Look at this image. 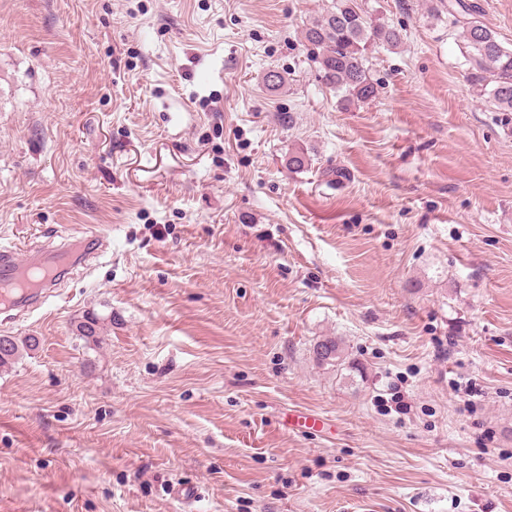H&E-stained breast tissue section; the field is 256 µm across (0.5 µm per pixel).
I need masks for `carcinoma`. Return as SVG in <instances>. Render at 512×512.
Here are the masks:
<instances>
[{
	"label": "carcinoma",
	"mask_w": 512,
	"mask_h": 512,
	"mask_svg": "<svg viewBox=\"0 0 512 512\" xmlns=\"http://www.w3.org/2000/svg\"><path fill=\"white\" fill-rule=\"evenodd\" d=\"M470 71L468 79L501 112H512V48L505 47L496 33L481 21L471 19L461 25ZM304 39L317 50L321 79L343 94L347 102H364L376 95V87L365 67V52L373 44L398 46L402 29L365 18L354 0H335L324 14L313 19L303 31ZM87 343L99 340V322L94 315L76 326ZM9 348L0 350V368L11 365L21 348L34 347L33 337L22 342L8 339ZM330 351L329 358H317L321 364L344 365L342 348L335 338L314 345Z\"/></svg>",
	"instance_id": "1"
}]
</instances>
